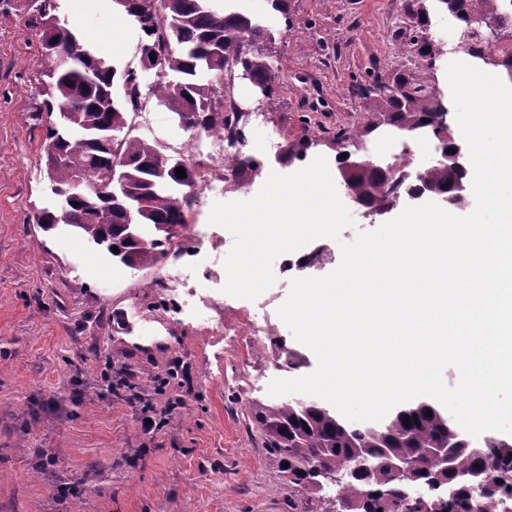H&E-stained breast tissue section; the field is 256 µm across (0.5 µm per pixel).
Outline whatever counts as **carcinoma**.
Masks as SVG:
<instances>
[{"label": "carcinoma", "instance_id": "carcinoma-1", "mask_svg": "<svg viewBox=\"0 0 512 512\" xmlns=\"http://www.w3.org/2000/svg\"><path fill=\"white\" fill-rule=\"evenodd\" d=\"M126 15L140 13V59L152 61L155 54L164 75L150 88V96L177 121L200 126L201 131L227 126L214 85L208 77L224 75L229 65L249 75L263 97H271L287 77L273 64L265 44L274 41L267 29L246 13L223 0H154L145 11V0H112ZM429 0H407V15L417 20L402 53L418 64L432 65L441 55V45L429 35ZM453 15L461 31L470 19L512 23V13L500 8L499 0H438ZM82 37L68 27L42 29V48L71 54ZM41 111L51 116L67 112L70 130L64 134L53 125L46 128L44 151L64 152L75 164L96 170L100 182H112L113 153L126 157L125 196L119 199L95 192L76 199L66 213L47 210L45 223L67 224L90 238L101 251L130 269L158 263L165 245L184 226L182 202L176 189L194 179V170L176 168L184 158L169 155L158 141L124 133L130 108L136 105L134 91L125 72L111 61L96 56L81 59L65 70H55L40 61ZM369 111L383 123L414 136L432 135L446 144H457L448 133V109L439 96L401 74L391 85L366 94ZM348 196L368 204L374 211H388L399 202L398 184L380 168L339 167ZM470 178V166L430 165L419 179L434 189L440 200ZM138 225L135 235L125 226L126 213ZM118 247L119 252L112 251ZM259 425L268 460L288 490L305 493L303 512H335L336 501L345 512H411L410 490L393 474V465L419 460L422 448H447L448 472L429 460L417 480L435 490L437 512H500L501 500L512 497V440L496 437L484 455L476 456L454 435L447 411L433 401L418 399L397 407L385 420L357 427L345 422L334 410L315 400H293L252 408ZM432 416H426L427 412ZM409 425H404L405 421ZM368 469L358 471L357 460ZM289 463L283 467L282 463ZM493 468L498 481L480 496L472 497L461 476Z\"/></svg>", "mask_w": 512, "mask_h": 512}]
</instances>
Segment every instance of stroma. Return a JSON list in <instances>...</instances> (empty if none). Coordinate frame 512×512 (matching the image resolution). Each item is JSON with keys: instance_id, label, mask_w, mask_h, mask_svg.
I'll list each match as a JSON object with an SVG mask.
<instances>
[{"instance_id": "35a3bbf8", "label": "stroma", "mask_w": 512, "mask_h": 512, "mask_svg": "<svg viewBox=\"0 0 512 512\" xmlns=\"http://www.w3.org/2000/svg\"><path fill=\"white\" fill-rule=\"evenodd\" d=\"M56 6L98 54L140 68L139 33L113 4ZM238 6L274 33L288 83L266 99L241 73L225 81L241 112L261 113L246 132L263 168L236 184L214 176L206 197L184 209L180 260L201 250L217 278L160 288V266L126 268L80 235L35 224V209L51 199L42 175L50 118L39 110L41 31L19 0H0V512H288V486L268 464L252 406L271 403L269 382L295 372L275 340L238 342L227 331L247 312L276 323L278 338L297 347L277 315L290 279L277 273L252 301L223 293L233 237L209 224L211 208L252 198L270 172L301 169L278 160L289 142L310 141L307 159L324 156L338 174L334 137L343 129L359 134L352 158L389 162L407 147L427 166L424 139L387 125L367 131L364 90L402 73L451 103L446 67L465 54L456 20L436 4L430 34L445 53L430 68L400 53L411 33L406 0H290L289 24L267 0ZM133 132L173 155L186 154L191 138L162 109ZM349 212L354 224L340 240L323 239L331 259L317 276L338 266L340 242L389 219ZM147 406L160 422L150 433L141 426ZM41 450L52 466L39 468Z\"/></svg>"}]
</instances>
